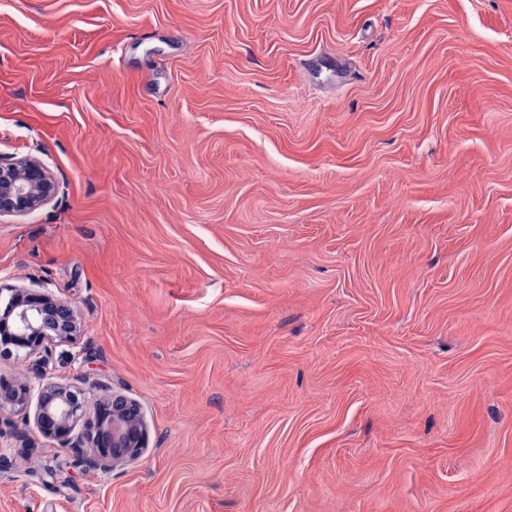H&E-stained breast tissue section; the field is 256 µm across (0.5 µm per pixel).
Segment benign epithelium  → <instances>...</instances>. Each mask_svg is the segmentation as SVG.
Segmentation results:
<instances>
[{
  "label": "benign epithelium",
  "instance_id": "benign-epithelium-1",
  "mask_svg": "<svg viewBox=\"0 0 512 512\" xmlns=\"http://www.w3.org/2000/svg\"><path fill=\"white\" fill-rule=\"evenodd\" d=\"M51 174L35 159H0V217L30 213L55 193ZM78 333L72 305L45 290L0 286V357L29 361L35 382L16 386L0 377V413L25 405L38 389L34 415L37 431L62 447L75 450L74 465L109 472L138 461L148 447V431L140 405L121 394L84 409L80 394L68 384L47 382L49 344L72 341ZM80 436H74L78 422Z\"/></svg>",
  "mask_w": 512,
  "mask_h": 512
}]
</instances>
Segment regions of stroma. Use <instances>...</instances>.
<instances>
[{"instance_id":"obj_1","label":"stroma","mask_w":512,"mask_h":512,"mask_svg":"<svg viewBox=\"0 0 512 512\" xmlns=\"http://www.w3.org/2000/svg\"><path fill=\"white\" fill-rule=\"evenodd\" d=\"M0 283L111 472L0 413V512H512V0H0ZM51 174L35 159H0V217L30 213L55 193ZM4 291L8 295L3 299ZM77 333L76 312L70 303L43 289L0 284V357L26 359L36 380L16 386L0 377V391L11 389L9 397L0 398V413L24 406L37 383V431L62 447L75 450L76 467L107 473L144 455L148 447L147 424L140 405L121 394H112L87 413L80 394L71 385L44 383L50 364L49 344L72 341ZM82 419V432L75 438L76 425Z\"/></svg>"}]
</instances>
